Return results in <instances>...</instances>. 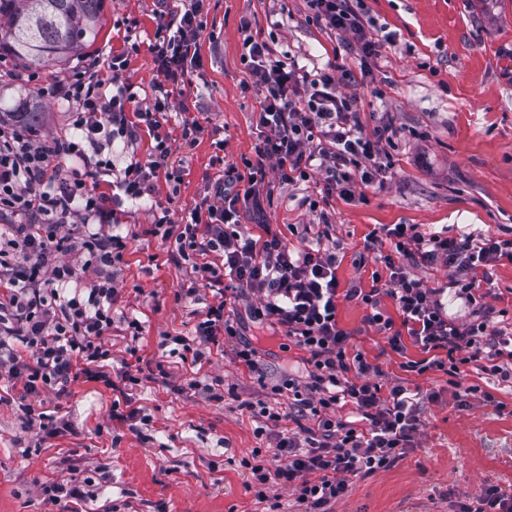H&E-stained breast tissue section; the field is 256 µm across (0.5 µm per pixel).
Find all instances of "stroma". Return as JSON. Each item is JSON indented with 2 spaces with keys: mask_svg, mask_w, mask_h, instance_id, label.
<instances>
[{
  "mask_svg": "<svg viewBox=\"0 0 512 512\" xmlns=\"http://www.w3.org/2000/svg\"><path fill=\"white\" fill-rule=\"evenodd\" d=\"M362 4L373 30L392 36L367 75L355 53L339 50L308 22L305 0H207L200 65L183 92L205 131L186 148L180 116L171 115L169 162L182 181L176 196L164 184L157 196L180 219L217 176L215 156L240 170L254 159L260 97L242 89L244 34L268 42L274 59L287 66L336 63L340 89L357 95L367 125L389 117L397 129L382 184L357 182L352 197L335 194L325 203L314 182L278 184L261 210L241 209L240 222L328 231L340 242L336 275L343 291L370 290L373 272L383 271L367 246L383 224L512 238V73L502 65L512 54V0ZM157 24L152 0H104L99 31L86 50L90 56L129 52L123 77L144 106L159 79L149 50ZM79 62L76 56L57 67L0 62V111L34 95L42 115L33 139L63 132L69 107L54 88ZM154 221L143 209L127 219L130 241L118 266L119 296L103 339L109 356L100 377L78 375L63 394L27 395L21 384L0 382V512H262L242 460L252 449L274 447L286 424H269L256 435L257 423L241 403L266 399L285 375L304 374L303 354L255 323L244 304L239 322L259 350L256 367L237 365L228 342L207 350L203 369L193 367L191 352L174 342L195 336L196 305L183 294L191 264L156 233ZM369 312L361 301L342 299L337 320L353 349L380 368V385L420 390L419 430L413 448L390 468L352 478L330 512H457L485 485L512 493V388L471 364L456 377L405 371L404 363L422 359L420 348L407 337L403 350L393 351L368 324ZM131 319L141 324L135 338L127 331ZM132 347L140 356L134 383L122 377ZM473 384L495 404L466 397ZM116 407L124 419L113 418ZM133 409L138 418H129ZM76 474L90 481L84 499L52 502L43 495L45 486Z\"/></svg>",
  "mask_w": 512,
  "mask_h": 512,
  "instance_id": "1",
  "label": "stroma"
}]
</instances>
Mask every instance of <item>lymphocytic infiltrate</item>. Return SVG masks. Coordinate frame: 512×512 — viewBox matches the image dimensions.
Wrapping results in <instances>:
<instances>
[{
    "label": "lymphocytic infiltrate",
    "mask_w": 512,
    "mask_h": 512,
    "mask_svg": "<svg viewBox=\"0 0 512 512\" xmlns=\"http://www.w3.org/2000/svg\"><path fill=\"white\" fill-rule=\"evenodd\" d=\"M306 3L311 22L361 59L390 42L367 36L355 0ZM155 13L159 22L149 49L160 78L148 107L137 108L136 93L122 80L126 55L97 56L56 87L71 106L66 133L39 142L0 121V213L16 218L0 227V379L22 383L26 393L65 392L80 364L87 377H96L97 363L109 355L102 338L112 330L118 299L114 267L127 248L118 231L126 216L123 204L152 196L161 180L170 193L179 191L181 177L169 168L164 129L178 107V86L200 61L204 0H189L178 12L168 0H156ZM241 58L248 74L242 87L260 97L254 162L244 174L226 167L185 221L174 222L165 213L155 227L191 263L186 297L202 303L200 287L215 291L213 302L202 303L195 326L201 348L194 364L204 360L205 345L224 337L236 343L235 362L254 367L258 350L242 338L232 317L236 305L249 299L258 303L256 318L279 328L289 345L305 353L306 378L287 376L271 387L273 394H292L302 425L280 437L273 454L252 449L244 464L268 512L282 509L281 502L267 499L265 487L273 480L294 487L302 512H326L346 494L351 477L390 467L412 447L418 430L417 392L397 384L382 393L370 379L374 366L362 355L348 356L351 334L336 319L338 297L370 306L367 321L386 333L392 350H402L403 336L412 338L424 357L406 362L405 371L437 368L456 376L461 366L479 361L484 374L512 384V334L500 327L499 310L479 295L496 266L512 264V238H450L396 224L384 230L393 250L380 257L388 280L342 294L335 243L309 242L302 231L290 243L268 224L256 233L241 230L240 203L260 207L271 198L273 183L315 178L323 194L347 197L354 179L378 181L395 134L389 122L366 129L356 95L339 89L335 64L312 73L284 67L267 42L249 35ZM145 134L155 141L146 159L114 153L118 142L136 149ZM62 252L82 260L60 262ZM432 265L447 268L446 287H429L415 275V268ZM87 275L89 288L67 293L69 283ZM383 294L395 301L402 330L378 313ZM347 412L352 420H344Z\"/></svg>",
    "instance_id": "obj_1"
}]
</instances>
